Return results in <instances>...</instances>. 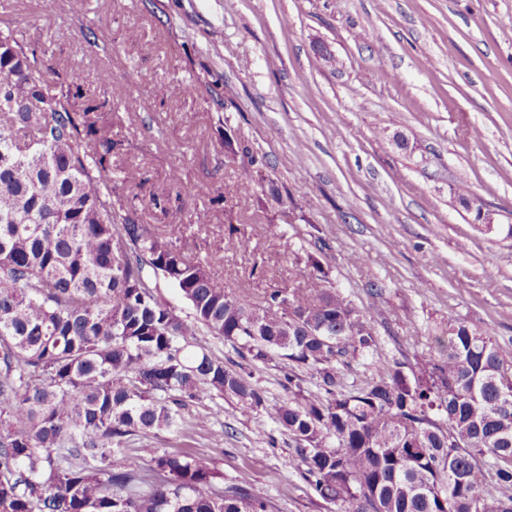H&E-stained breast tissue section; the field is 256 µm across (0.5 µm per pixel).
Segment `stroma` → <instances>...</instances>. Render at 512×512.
<instances>
[{
    "mask_svg": "<svg viewBox=\"0 0 512 512\" xmlns=\"http://www.w3.org/2000/svg\"><path fill=\"white\" fill-rule=\"evenodd\" d=\"M1 21L45 65L84 73L85 99L112 126L120 192L137 194L142 223L208 259L217 286L262 302L309 275L294 257L310 252L373 313L377 349L346 383L435 352L452 319L512 348V0H0ZM127 93L139 108L120 106ZM458 183L492 227L451 195ZM287 370L253 367L268 408L201 397L183 433L141 456L193 451L225 483L248 476L272 512H337L290 464L273 409Z\"/></svg>",
    "mask_w": 512,
    "mask_h": 512,
    "instance_id": "stroma-1",
    "label": "stroma"
}]
</instances>
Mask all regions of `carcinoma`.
Masks as SVG:
<instances>
[{"label":"carcinoma","instance_id":"carcinoma-1","mask_svg":"<svg viewBox=\"0 0 512 512\" xmlns=\"http://www.w3.org/2000/svg\"><path fill=\"white\" fill-rule=\"evenodd\" d=\"M83 82L0 28V512H269L203 456L130 454L204 393L266 407L251 372L198 343L204 330L253 363L288 361L276 421L291 465L337 512H512V350L450 320L437 354L346 386L377 348L372 314L329 288L312 254L302 288L259 305L224 293L209 261L112 202L107 101H81ZM155 283H157L158 295L171 307H174L177 314L182 317L189 315V306L174 285L163 279H158L157 281L153 279L151 286L154 287Z\"/></svg>","mask_w":512,"mask_h":512}]
</instances>
